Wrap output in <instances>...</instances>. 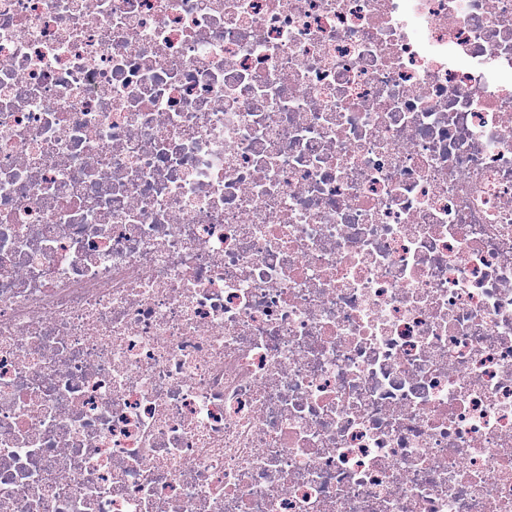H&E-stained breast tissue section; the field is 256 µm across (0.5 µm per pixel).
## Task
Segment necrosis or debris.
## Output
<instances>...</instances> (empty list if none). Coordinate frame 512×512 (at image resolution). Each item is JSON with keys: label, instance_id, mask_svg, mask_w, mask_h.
Here are the masks:
<instances>
[{"label": "necrosis or debris", "instance_id": "4bbe7bcc", "mask_svg": "<svg viewBox=\"0 0 512 512\" xmlns=\"http://www.w3.org/2000/svg\"><path fill=\"white\" fill-rule=\"evenodd\" d=\"M0 512H512V0H0Z\"/></svg>", "mask_w": 512, "mask_h": 512}]
</instances>
